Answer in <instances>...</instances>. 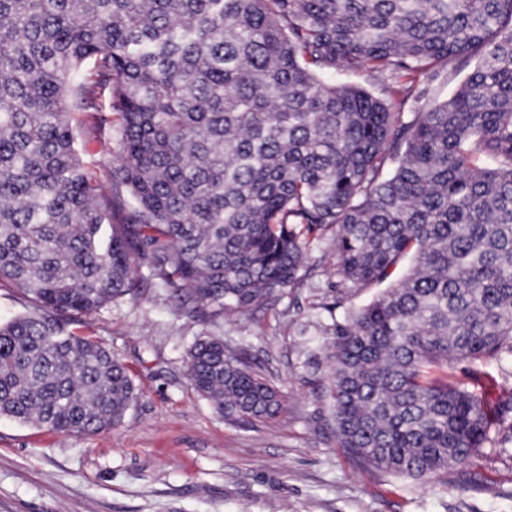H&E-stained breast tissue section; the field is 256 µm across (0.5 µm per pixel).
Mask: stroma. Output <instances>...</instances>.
<instances>
[{
	"label": "stroma",
	"mask_w": 512,
	"mask_h": 512,
	"mask_svg": "<svg viewBox=\"0 0 512 512\" xmlns=\"http://www.w3.org/2000/svg\"><path fill=\"white\" fill-rule=\"evenodd\" d=\"M76 146L98 178L116 168V127L73 116ZM138 300L74 325L128 369L138 390L121 425L55 434L0 416V512H512V464L481 450L418 484L365 466L336 440L328 347L337 320L382 285L337 273L336 231L310 238L297 279L259 309L190 319L139 261ZM223 337L282 396L273 418L230 422L186 373L195 338ZM450 380L488 404L512 395V364L458 361Z\"/></svg>",
	"instance_id": "stroma-1"
}]
</instances>
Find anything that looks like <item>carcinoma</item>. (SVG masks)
Masks as SVG:
<instances>
[{
  "instance_id": "1",
  "label": "carcinoma",
  "mask_w": 512,
  "mask_h": 512,
  "mask_svg": "<svg viewBox=\"0 0 512 512\" xmlns=\"http://www.w3.org/2000/svg\"><path fill=\"white\" fill-rule=\"evenodd\" d=\"M445 67L468 69L457 91L401 121L386 80L419 100ZM336 69L382 95L322 80ZM75 112L120 117L105 182ZM331 226L344 280H392L336 324L339 447L422 483L488 445L511 461L512 397L425 372L512 355V0H0V279L33 302L0 323V415L121 424L133 379L69 327L135 296L136 261L185 315L220 319L293 282ZM186 370L228 420L281 410L222 337ZM327 82L336 84H353L361 86L373 92L381 94V84L376 75L368 72H351L346 70H336L325 78Z\"/></svg>"
}]
</instances>
